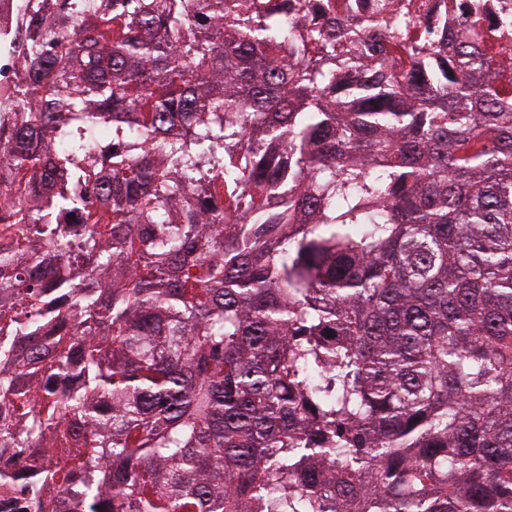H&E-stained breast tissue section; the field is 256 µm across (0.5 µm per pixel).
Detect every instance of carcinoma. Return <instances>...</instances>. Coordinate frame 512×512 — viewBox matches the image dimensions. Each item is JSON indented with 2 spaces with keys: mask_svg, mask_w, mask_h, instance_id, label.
<instances>
[{
  "mask_svg": "<svg viewBox=\"0 0 512 512\" xmlns=\"http://www.w3.org/2000/svg\"><path fill=\"white\" fill-rule=\"evenodd\" d=\"M27 2L0 483L81 512H512V71L480 19L406 70L382 4L366 63L275 0Z\"/></svg>",
  "mask_w": 512,
  "mask_h": 512,
  "instance_id": "cac0c4a2",
  "label": "carcinoma"
}]
</instances>
